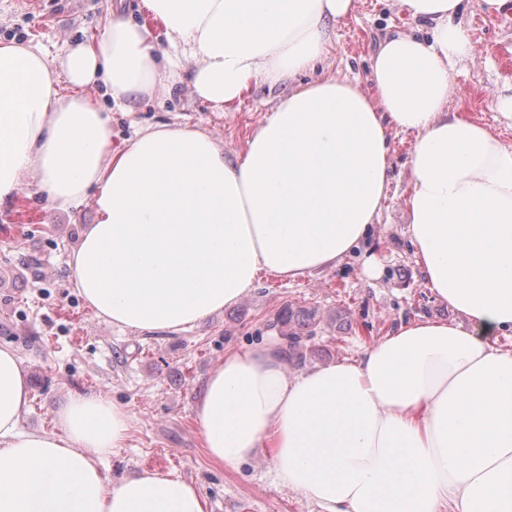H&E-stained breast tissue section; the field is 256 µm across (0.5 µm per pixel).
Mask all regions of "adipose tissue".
Wrapping results in <instances>:
<instances>
[{"instance_id": "ef3b65f1", "label": "adipose tissue", "mask_w": 512, "mask_h": 512, "mask_svg": "<svg viewBox=\"0 0 512 512\" xmlns=\"http://www.w3.org/2000/svg\"><path fill=\"white\" fill-rule=\"evenodd\" d=\"M428 37L386 36L369 88L315 76L355 0H143L152 26L113 11L60 67L0 45V202L35 186L57 211L96 220L68 262L96 315L142 333L186 329L241 299L260 273L293 280L341 264L382 210L390 134L413 133L408 233L432 293L466 324H400L352 359L288 370V347L230 350L194 405L202 446L233 467L266 456L315 512H512V148L448 109L476 47L463 0H399ZM162 31L166 48L154 36ZM192 93L231 106L259 79L292 88L225 155L196 129L146 128L112 150L114 103ZM68 81L74 95L61 96ZM27 372L0 345V512H209L199 487L139 470L109 483L130 416L96 393L62 406L55 433L22 429Z\"/></svg>"}]
</instances>
